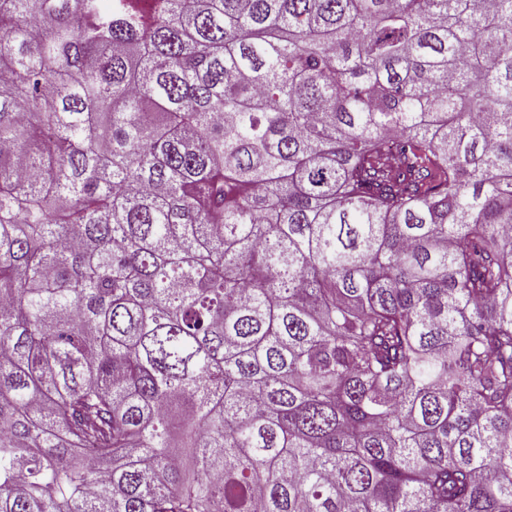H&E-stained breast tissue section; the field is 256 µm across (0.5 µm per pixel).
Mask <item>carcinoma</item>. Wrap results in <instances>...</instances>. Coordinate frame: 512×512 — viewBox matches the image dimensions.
<instances>
[{
    "label": "carcinoma",
    "mask_w": 512,
    "mask_h": 512,
    "mask_svg": "<svg viewBox=\"0 0 512 512\" xmlns=\"http://www.w3.org/2000/svg\"><path fill=\"white\" fill-rule=\"evenodd\" d=\"M0 512H512V0H0Z\"/></svg>",
    "instance_id": "1"
}]
</instances>
